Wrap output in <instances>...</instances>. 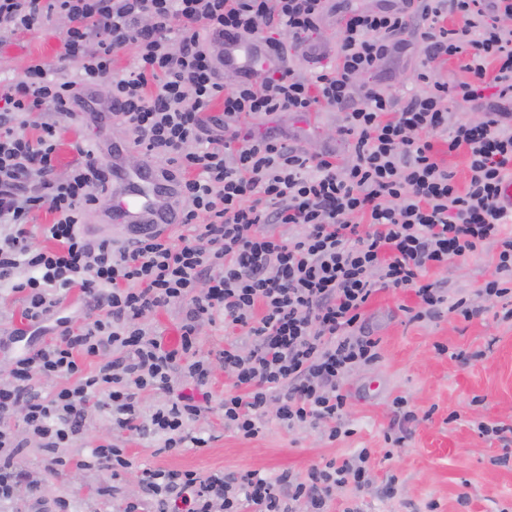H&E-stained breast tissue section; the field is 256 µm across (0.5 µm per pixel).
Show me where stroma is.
<instances>
[{
	"instance_id": "obj_1",
	"label": "stroma",
	"mask_w": 512,
	"mask_h": 512,
	"mask_svg": "<svg viewBox=\"0 0 512 512\" xmlns=\"http://www.w3.org/2000/svg\"><path fill=\"white\" fill-rule=\"evenodd\" d=\"M65 31L60 16H52L42 27L17 33L0 44V80L10 81L26 61L55 64L62 50ZM425 60L424 47L412 45L380 73L379 83L396 97L407 96L410 79ZM342 123L339 112L324 109L307 116L281 112L255 123L262 135L280 131L292 143L310 152L335 147L340 161L352 158V150L337 142L336 129ZM82 141L91 148L126 144L124 161L138 159L131 138L116 119L93 122L84 114L77 122L62 121L55 169L67 172L77 155L71 145ZM494 268L487 256H476L432 269L427 279L441 282L452 294L482 305L476 290ZM418 299L410 290H381L366 308V329L381 341V359L351 372L345 381L349 394L348 419L354 430L349 438L330 443L319 430H291L269 419L264 434L245 440L224 428L220 403L231 382L219 356L229 343L237 341L236 331L223 323L200 328L201 352L213 365L210 409L197 421V428L210 434L204 448H187L168 455L156 451V437L143 434L133 438L114 432L106 412H97L89 434L108 438L128 449L136 465L145 468L191 469L203 474L259 471L273 477L282 471L305 476L308 469L324 460L343 459L357 449L372 451L371 482L362 490L352 486L336 488L331 512L358 507L360 512H426L429 502H438L437 512H512V462L501 464L505 450L493 438L480 437L469 425L471 419L512 428V325L495 322L491 313L470 320L447 314L425 322L409 319ZM446 353H439V346ZM463 359H456V352ZM406 397L419 420L401 448L388 452L384 433L393 418V398ZM27 462L41 481L42 499H70L76 512L85 500L96 503L99 512H117L111 495L99 492L100 484L77 478L76 468L54 474L46 471L41 453L28 449ZM397 475L399 489L388 495L384 486L389 475Z\"/></svg>"
}]
</instances>
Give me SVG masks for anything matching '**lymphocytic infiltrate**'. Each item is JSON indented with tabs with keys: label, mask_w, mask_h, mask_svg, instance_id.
Segmentation results:
<instances>
[{
	"label": "lymphocytic infiltrate",
	"mask_w": 512,
	"mask_h": 512,
	"mask_svg": "<svg viewBox=\"0 0 512 512\" xmlns=\"http://www.w3.org/2000/svg\"><path fill=\"white\" fill-rule=\"evenodd\" d=\"M336 14V49L318 40ZM65 16L56 64L28 62L0 85V288L21 296L28 328L51 327L52 341L14 356L0 383V512H19L39 484L26 463L29 445L47 470L69 467L101 480L136 474L141 494L121 512H327L335 488L369 481L372 451L328 459L306 476L256 471L200 475L194 470L134 472L126 449L109 441L79 447L95 409L114 431L151 433L162 453L206 447L195 422L212 399L211 367L199 328L222 322L242 344L220 354L232 382L221 407L224 427L252 440L268 407L288 428H322L328 442L349 436L347 376L376 362L380 341L365 330V307L381 290H413L411 319L477 311L424 281L432 268L489 254L495 272L480 293L493 318L512 322V0H384L336 12L331 0H0V43ZM462 24L448 27V16ZM256 38L266 66L256 80L225 86L224 40ZM428 63L415 91L396 103L380 74L413 40ZM134 44L132 70L116 74L114 54ZM333 56L334 65L302 77L289 49ZM465 58L468 80L448 84L432 66ZM79 63L71 77L69 66ZM108 85L100 111L120 118L145 159L163 161L181 186L192 238L173 242L163 229L133 233L126 245L82 231L87 212L110 194L112 173L93 149L74 143L77 161L55 174L61 120L75 119L86 92ZM224 111L205 112L215 100ZM341 112L336 133L354 158L332 148L311 153L284 133L247 134L252 121L318 106ZM483 116L458 118L462 107ZM45 113L37 137L32 113ZM465 150L468 180L458 185L434 152ZM51 223L32 234L35 212ZM286 224L294 232L276 234ZM79 289L90 313L73 325L63 291ZM181 308L180 342L170 347L146 328L157 310ZM59 378L50 395L41 378ZM160 392L151 411L142 397ZM22 414L25 436L11 420Z\"/></svg>",
	"instance_id": "lymphocytic-infiltrate-1"
}]
</instances>
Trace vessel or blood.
Returning <instances> with one entry per match:
<instances>
[{"instance_id":"1","label":"vessel or blood","mask_w":512,"mask_h":512,"mask_svg":"<svg viewBox=\"0 0 512 512\" xmlns=\"http://www.w3.org/2000/svg\"><path fill=\"white\" fill-rule=\"evenodd\" d=\"M265 56L257 41L228 38L224 41V57L231 67L250 78H257ZM112 214L114 223L129 229L159 228L181 221L177 204L179 187L153 166L130 168L120 153H113Z\"/></svg>"}]
</instances>
